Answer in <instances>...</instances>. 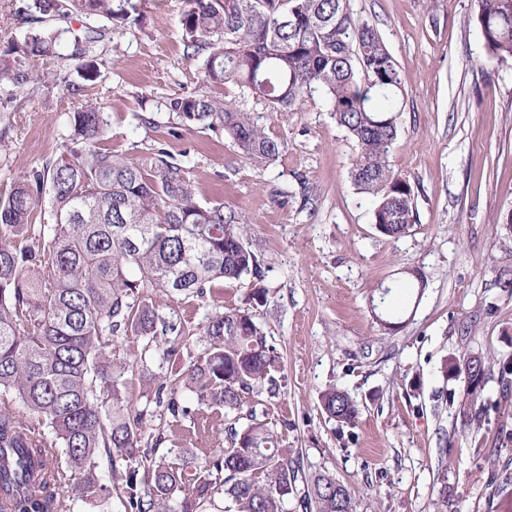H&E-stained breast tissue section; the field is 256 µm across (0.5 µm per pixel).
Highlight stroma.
<instances>
[{
	"label": "stroma",
	"instance_id": "1",
	"mask_svg": "<svg viewBox=\"0 0 512 512\" xmlns=\"http://www.w3.org/2000/svg\"><path fill=\"white\" fill-rule=\"evenodd\" d=\"M142 24L116 33L108 18L60 16L49 26L60 55L38 59L62 77L0 98V191L69 143L68 116L92 103L118 153L158 146L190 167L198 198L234 208L266 292L255 304L250 280L228 281L223 304L251 310L283 363V388L259 396L281 447L348 487L358 512H512V62L489 60L474 22L476 0H349L380 34L403 81L398 135L389 161L412 186L417 219L398 238L381 235L372 205L353 185L356 141L337 125L321 94L274 113L228 83L215 96L252 112L284 140L279 161L259 171L224 133L177 128L168 98L200 90L198 63L183 53L185 0H138ZM103 32L93 58L100 75L83 80L64 62L73 35ZM80 93H72L71 85ZM154 116L151 126L137 115ZM426 286L411 288L412 272ZM409 285L394 331L383 289ZM488 368L465 423L464 382L445 376L464 357ZM359 408L354 425L324 414L328 387Z\"/></svg>",
	"mask_w": 512,
	"mask_h": 512
}]
</instances>
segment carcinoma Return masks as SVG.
<instances>
[{"label":"carcinoma","instance_id":"cac0c4a2","mask_svg":"<svg viewBox=\"0 0 512 512\" xmlns=\"http://www.w3.org/2000/svg\"><path fill=\"white\" fill-rule=\"evenodd\" d=\"M477 3L487 56L512 60V0ZM19 13L41 22L107 17L115 30L139 22L134 0H26ZM180 23L205 86L234 83L277 113L322 92L359 146L351 178L373 201L377 231H409L411 186L389 163L401 74L347 0H187ZM102 37L89 28L62 54L55 34L30 30L0 57V90L46 78L30 63L36 57L97 75L86 57ZM166 108L185 129L230 135L258 170L286 149L252 113L205 92L172 97ZM106 125L99 107L77 108L65 150L0 193V487L8 496L0 512L107 506L114 487L124 512H357L334 476L307 477L303 459L279 447L268 411L247 407L257 393L277 396L282 381L279 353L255 315L218 304L224 281L262 280L247 224L222 203H200L190 167L164 148L113 151ZM156 295L207 297L212 311L187 329L160 312ZM122 336L174 364L169 379L144 376ZM193 342L200 350L182 359ZM486 375L483 365L468 376L464 398H479ZM136 387L147 395L142 408L131 403ZM321 406L338 423L358 416L334 386ZM233 414L246 423L224 427ZM164 415L175 430L162 452L165 436L146 429Z\"/></svg>","mask_w":512,"mask_h":512}]
</instances>
